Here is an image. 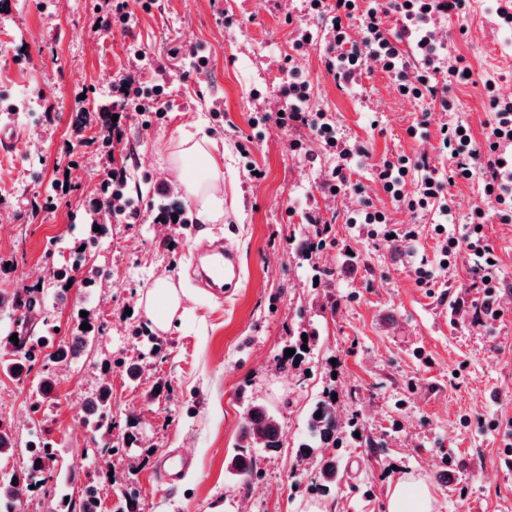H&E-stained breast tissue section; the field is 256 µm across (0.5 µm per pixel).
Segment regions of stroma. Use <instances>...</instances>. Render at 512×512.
<instances>
[{
  "label": "stroma",
  "mask_w": 512,
  "mask_h": 512,
  "mask_svg": "<svg viewBox=\"0 0 512 512\" xmlns=\"http://www.w3.org/2000/svg\"><path fill=\"white\" fill-rule=\"evenodd\" d=\"M115 0H0V124L17 142L0 146V345L17 327L31 340L53 334L72 346L82 323L93 343L60 366L40 354L28 375L0 370V427L17 443L0 471L31 486L29 512H64L85 485L98 487V512H118L126 489L140 512H385L400 478L426 477L437 512H512V303L476 320L483 298L471 287L474 258L442 262L429 213L394 209L370 171L354 175L396 224L417 226L412 242L388 244L346 218L352 199L320 184L332 158L303 130L262 124L281 105L279 89L296 72L310 85L308 107L326 113L373 160L428 153L439 170L440 112L402 96L381 66L356 90L340 88L318 45L332 28L308 0H150L130 21ZM312 31L316 44L291 60L289 34ZM438 38L472 69L454 84L455 120L482 138L491 119L485 80L512 87V32L500 29L486 0H470L466 25L435 22ZM148 49L150 59L138 58ZM158 87L155 111L129 113L122 143H106L103 113L126 74ZM38 98L33 110L24 102ZM429 113L425 139L408 128ZM215 141L223 153L224 217L200 224L179 185L172 155L180 141ZM305 142V153L291 141ZM248 141L241 154L238 144ZM124 166L133 216L98 209L94 187ZM264 171L250 179L249 167ZM186 223H160V206ZM338 214L314 247L310 212ZM229 239L242 270L239 288L216 297L186 275L203 240ZM84 249L71 284L52 273ZM105 281L84 286L88 269ZM430 271L419 285L418 270ZM168 278L181 295L168 329L145 312L149 291ZM148 329L151 341L134 337ZM308 337L299 360L285 352ZM122 358L135 374L115 366ZM51 380L47 395L38 386ZM109 383L110 425L96 429L87 401ZM335 396L338 442L299 454L313 405ZM281 426V446L253 449L254 474L229 467L251 403ZM49 443L60 492L31 470L25 445ZM194 458L174 488L160 484L157 458ZM335 458V484L321 461Z\"/></svg>",
  "instance_id": "35a3bbf8"
}]
</instances>
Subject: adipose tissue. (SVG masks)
<instances>
[{"mask_svg": "<svg viewBox=\"0 0 512 512\" xmlns=\"http://www.w3.org/2000/svg\"><path fill=\"white\" fill-rule=\"evenodd\" d=\"M173 162L196 209L197 223H217L224 215V192L218 185L222 163L216 146L205 138L180 141ZM386 512H436L427 480L419 476L396 482L388 494Z\"/></svg>", "mask_w": 512, "mask_h": 512, "instance_id": "ef3b65f1", "label": "adipose tissue"}]
</instances>
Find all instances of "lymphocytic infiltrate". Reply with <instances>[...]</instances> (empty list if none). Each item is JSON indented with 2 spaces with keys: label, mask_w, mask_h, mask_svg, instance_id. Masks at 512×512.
Masks as SVG:
<instances>
[{
  "label": "lymphocytic infiltrate",
  "mask_w": 512,
  "mask_h": 512,
  "mask_svg": "<svg viewBox=\"0 0 512 512\" xmlns=\"http://www.w3.org/2000/svg\"><path fill=\"white\" fill-rule=\"evenodd\" d=\"M467 0H372L367 10H359L357 0H334L332 21L337 29L333 43L324 49V63L338 85L357 87V79L367 61L379 62L383 69L395 73L401 95L438 103L441 111L455 109L447 91L452 82L466 78L470 67L463 58H450L446 45L437 42L428 24L433 16H465ZM396 18L398 31H390L389 18ZM359 20L361 42L348 36L347 24ZM488 107L492 121L483 139H475L462 123L449 121L440 127V149L452 161L448 172H440L428 154L397 161L386 160L376 167V178L391 201L412 211L434 213L439 223H447L452 214L453 197L445 187L459 180L478 179L480 203L471 211L463 232L446 237L440 245L441 256L466 250L475 252L480 262L473 274L478 287L486 289L489 299L482 305L484 314L497 316L492 301L500 280L497 276L495 248L484 231L490 217L512 221V99L495 91L494 81H486ZM286 106L282 113L268 119L280 128L310 130L326 148L332 149L336 165L329 179L322 182L324 192L338 196L359 195L355 211L363 224H382L386 216L371 201L362 198L359 185L351 178L358 167L366 164L367 150L346 139L324 113L307 108L308 83L289 78L282 89Z\"/></svg>",
  "instance_id": "obj_1"
}]
</instances>
